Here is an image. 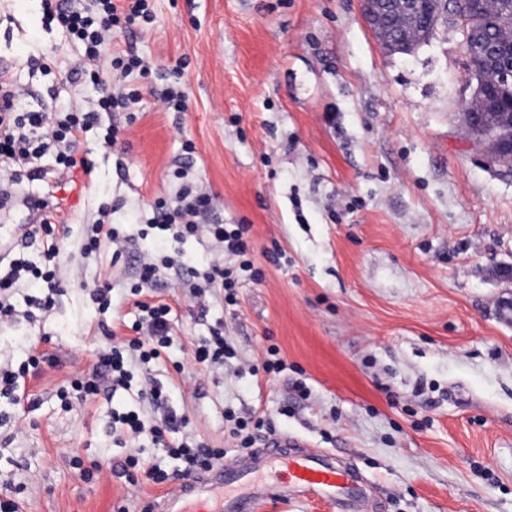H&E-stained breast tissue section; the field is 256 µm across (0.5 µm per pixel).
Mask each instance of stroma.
I'll return each instance as SVG.
<instances>
[{"instance_id": "35a3bbf8", "label": "stroma", "mask_w": 512, "mask_h": 512, "mask_svg": "<svg viewBox=\"0 0 512 512\" xmlns=\"http://www.w3.org/2000/svg\"><path fill=\"white\" fill-rule=\"evenodd\" d=\"M153 25L133 43L153 63L134 113L107 112L81 146L94 180L75 172L58 190L69 236L61 291L42 322L0 329V366L26 360L33 339L55 365L30 381L34 404L0 413L1 500L30 512H147L170 483L122 475L130 450L112 436L113 412L162 411L139 395V374L163 385L185 434L235 452L227 412H251L275 432L335 455L365 478L368 512H512V323L498 301L512 281V172L477 145L465 119L470 82L463 36L437 30L412 53L388 52L360 0H155ZM39 0H0V57L29 88V108L66 112L95 99L83 82L59 84L81 52L41 26ZM187 109L159 96L181 58ZM119 126L104 149L108 126ZM192 142L185 154L182 145ZM216 197V220L248 225L249 259L236 302L163 280L155 299L173 310V345L135 367L126 390L64 407L59 393L87 373L104 344L100 324L130 316L140 262L166 255L197 269L218 258L204 238L157 248L154 236L84 254L100 209L128 231L147 224L156 197L172 198L177 170ZM0 238L30 219L40 181L8 186ZM111 276L112 309L72 282ZM220 328L236 372L215 377L193 359ZM276 348L286 370L263 363ZM99 462L86 480L81 467Z\"/></svg>"}]
</instances>
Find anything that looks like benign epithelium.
Instances as JSON below:
<instances>
[{
	"label": "benign epithelium",
	"mask_w": 512,
	"mask_h": 512,
	"mask_svg": "<svg viewBox=\"0 0 512 512\" xmlns=\"http://www.w3.org/2000/svg\"><path fill=\"white\" fill-rule=\"evenodd\" d=\"M486 0H426L418 15L414 0H361L366 22L385 47L412 48L401 32L387 26L390 16L422 23L421 29L453 28L463 33L469 78L476 81L474 100L465 109L466 121L476 141L497 162L512 166V67H501L485 55L487 35L475 23Z\"/></svg>",
	"instance_id": "obj_1"
}]
</instances>
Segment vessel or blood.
I'll return each mask as SVG.
<instances>
[{
  "mask_svg": "<svg viewBox=\"0 0 512 512\" xmlns=\"http://www.w3.org/2000/svg\"><path fill=\"white\" fill-rule=\"evenodd\" d=\"M359 477L334 456L284 433L268 435L249 458L214 465L175 485L157 512H257L271 498L323 500L336 512H359Z\"/></svg>",
  "mask_w": 512,
  "mask_h": 512,
  "instance_id": "1",
  "label": "vessel or blood"
}]
</instances>
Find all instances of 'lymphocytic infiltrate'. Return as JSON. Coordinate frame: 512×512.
<instances>
[{"instance_id":"f902f5d3","label":"lymphocytic infiltrate","mask_w":512,"mask_h":512,"mask_svg":"<svg viewBox=\"0 0 512 512\" xmlns=\"http://www.w3.org/2000/svg\"><path fill=\"white\" fill-rule=\"evenodd\" d=\"M44 20L57 27L68 38L84 48L83 74L86 82L98 92L91 109H76L65 114L28 109L14 84L0 85V177L11 182L21 179L42 181L54 178L63 182L75 169H82L85 176H93L92 160L81 157L79 147L85 133L97 125L102 113L126 108L137 101V90L116 91L112 88L113 75L126 78L132 74L148 75L150 65L139 56L133 47L113 49L112 32L132 31L153 23L154 13L150 0H41ZM56 148L58 168L48 172L40 163L49 148ZM181 204L170 207L166 199H157L153 205L155 215L148 224L158 238L181 240L188 237L207 236L225 256L224 262L210 263L204 271L205 287L193 290L194 297L204 295L206 288L232 292L239 273H249L253 279H261L262 273L247 260L248 243L244 238L246 225L228 228L224 224L207 223L206 217L215 206L214 196L182 188L179 192ZM33 209L42 217L31 225L28 240L42 243L44 265L38 266L18 259L0 260V327L12 326L19 320L35 322L39 315L47 314L53 304L57 290L56 271L53 267L63 249V241L56 234L54 214L44 199L32 201ZM173 264L164 260L158 263H141L137 281L130 288L136 296L135 306L139 312L131 329L133 335L122 343H115L116 333L103 328L102 333L112 341L111 346L99 349L86 376L71 383L72 396L80 401L95 398L101 392L102 379H110L112 390L128 389L131 374L128 369L132 360L150 362L160 358L162 351L171 345L172 308L165 303L151 304L141 296L155 288ZM25 276L41 280L46 292L43 296L28 299L27 311L16 310L10 301L15 284ZM48 352L31 346L27 359L18 369L0 367V396L12 403H21L26 397L30 379L38 377L43 364L53 363ZM182 422L176 415L165 416L162 425L145 426L138 412L127 411L112 416V433L120 440L135 444L143 434H151L161 440L164 433L178 432ZM165 454L184 463V476L210 468L222 461L223 449L213 448L202 442L180 441L172 445L163 443Z\"/></svg>"}]
</instances>
